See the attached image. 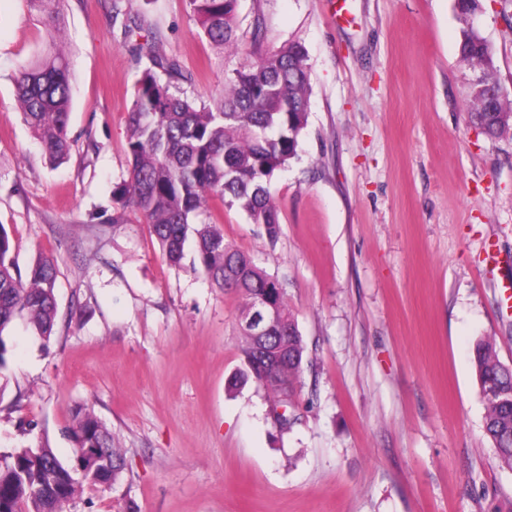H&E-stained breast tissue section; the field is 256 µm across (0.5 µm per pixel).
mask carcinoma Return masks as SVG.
<instances>
[{"instance_id":"carcinoma-1","label":"carcinoma","mask_w":512,"mask_h":512,"mask_svg":"<svg viewBox=\"0 0 512 512\" xmlns=\"http://www.w3.org/2000/svg\"><path fill=\"white\" fill-rule=\"evenodd\" d=\"M48 29L63 24L61 0H25ZM113 0L112 19L122 20L124 36L137 59L147 58L134 85L128 112V179L116 184L112 223L128 222L132 207L148 224L163 255L173 265L191 246L201 272L221 289L242 298V319L249 317L257 293L269 296L279 311L284 331L276 342L282 358L267 373L257 355L259 345L241 330V366L228 379L234 389L252 380L272 391L271 406L291 405L302 375L305 343L288 311L280 283L253 258L224 241L217 225L199 215L218 199L244 212L251 223L264 226L269 242L280 232L278 206L272 194L276 172L298 157L300 137L307 126L311 87L307 52L299 41L286 42L253 59L245 55L224 81L212 104L187 94L180 83L191 78L179 62L160 55L155 39L135 40L143 30L139 17ZM237 0H187L198 27L197 35L229 49L239 57ZM462 59L481 71L472 91L473 122L492 137L512 132V100L485 107L479 86H497L492 51L472 26L463 30ZM15 97L23 122L30 128L50 162L68 159L71 107L69 63L63 51L51 46L19 65L14 77ZM58 259L41 255L26 271L12 256L9 236L0 224V371L7 368L14 323L23 321L47 345L57 317L55 284ZM479 396L485 406L484 432L501 467L512 471V368L502 363L493 343L475 348ZM67 433L76 453L85 459L83 481L61 463L49 444L0 452V512H62L82 493L84 484L117 483L125 460L112 431L92 412L78 411Z\"/></svg>"}]
</instances>
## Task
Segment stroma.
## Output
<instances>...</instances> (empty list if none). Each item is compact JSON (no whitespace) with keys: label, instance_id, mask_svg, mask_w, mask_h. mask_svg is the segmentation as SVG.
<instances>
[{"label":"stroma","instance_id":"1","mask_svg":"<svg viewBox=\"0 0 512 512\" xmlns=\"http://www.w3.org/2000/svg\"><path fill=\"white\" fill-rule=\"evenodd\" d=\"M156 48L208 102L234 65L197 37L187 0H131ZM70 156L50 166L21 120L12 76L45 27L0 0V224L20 268L58 259L50 343L22 326L0 397V451L48 441L73 463L76 407L126 466L66 512H512V471L483 432L473 365L492 339L512 366V134L470 119L473 25L512 96V0H238L239 46L307 49L308 125L274 179L280 234L212 201L207 219L286 290L306 346L296 419L267 391L226 382L242 362L237 293L163 258L137 215L112 221L128 175L140 74L112 0H63ZM264 34L254 41L255 21Z\"/></svg>","mask_w":512,"mask_h":512}]
</instances>
